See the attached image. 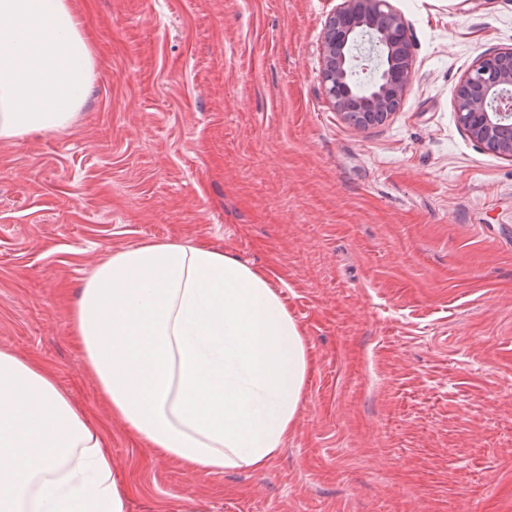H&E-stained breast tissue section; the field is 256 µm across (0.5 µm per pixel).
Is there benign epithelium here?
Returning <instances> with one entry per match:
<instances>
[{
    "mask_svg": "<svg viewBox=\"0 0 512 512\" xmlns=\"http://www.w3.org/2000/svg\"><path fill=\"white\" fill-rule=\"evenodd\" d=\"M386 0H342L325 22L321 80L332 106L353 127L385 123L398 112L414 74L408 26ZM374 63L378 77L359 94L356 69ZM454 111L466 135L512 158V47L479 56L454 91Z\"/></svg>",
    "mask_w": 512,
    "mask_h": 512,
    "instance_id": "obj_1",
    "label": "benign epithelium"
}]
</instances>
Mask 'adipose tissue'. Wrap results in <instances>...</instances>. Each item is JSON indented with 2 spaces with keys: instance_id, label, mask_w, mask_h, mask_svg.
<instances>
[{
  "instance_id": "adipose-tissue-1",
  "label": "adipose tissue",
  "mask_w": 512,
  "mask_h": 512,
  "mask_svg": "<svg viewBox=\"0 0 512 512\" xmlns=\"http://www.w3.org/2000/svg\"><path fill=\"white\" fill-rule=\"evenodd\" d=\"M93 53L69 0H0V141L70 127ZM71 334L112 419L187 471L265 468L309 371L270 274L204 244L113 251L85 279ZM104 432L55 374L0 348V512H126Z\"/></svg>"
}]
</instances>
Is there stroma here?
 Wrapping results in <instances>:
<instances>
[{
  "instance_id": "stroma-1",
  "label": "stroma",
  "mask_w": 512,
  "mask_h": 512,
  "mask_svg": "<svg viewBox=\"0 0 512 512\" xmlns=\"http://www.w3.org/2000/svg\"><path fill=\"white\" fill-rule=\"evenodd\" d=\"M94 58L72 125L0 142V348L104 430L126 512H512V160L453 90L512 47V0H388L416 75L360 131L321 82L340 0H72ZM199 242L268 270L306 338L293 433L189 472L109 420L69 309L113 250Z\"/></svg>"
}]
</instances>
